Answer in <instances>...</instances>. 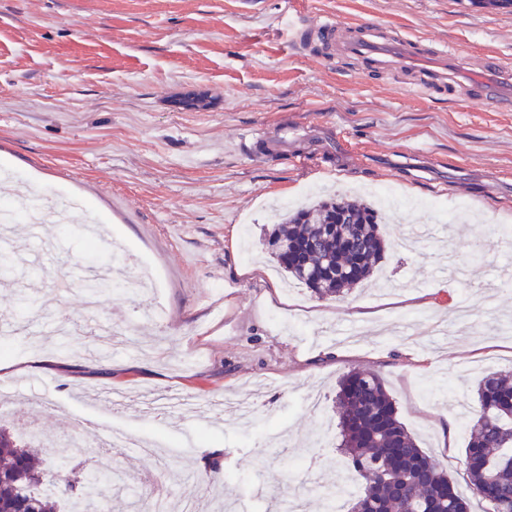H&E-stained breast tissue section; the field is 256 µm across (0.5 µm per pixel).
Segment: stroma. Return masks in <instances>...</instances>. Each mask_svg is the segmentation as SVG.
Listing matches in <instances>:
<instances>
[{
    "label": "stroma",
    "mask_w": 512,
    "mask_h": 512,
    "mask_svg": "<svg viewBox=\"0 0 512 512\" xmlns=\"http://www.w3.org/2000/svg\"><path fill=\"white\" fill-rule=\"evenodd\" d=\"M371 16L391 29L512 60V12L469 0H0V168L31 192L86 200L100 240L45 226L55 247L23 235L25 270L0 275V389L51 436L55 459L82 470L75 423L106 441L114 421L160 429L178 443L171 483L194 473L205 495L213 453L234 512H259L257 482L291 486L322 512L312 483L341 485L352 470L303 406L318 390L336 419L338 380L376 372L399 421L447 472L470 512L485 505L467 471V432L450 394H472L487 372L512 369V112L408 92L400 75L328 62L292 42L297 19ZM209 96L206 111L181 109ZM395 186L384 216L405 252L341 300L287 278L268 253L244 259L241 232L259 240L273 203L312 192ZM485 263H470L473 242ZM150 267L154 290L126 285L82 307L91 270L113 245ZM133 323L114 347L84 335ZM126 391L113 401L106 391ZM218 396L199 417L162 419L141 394ZM261 412L241 424L236 399ZM282 432L291 454L266 437Z\"/></svg>",
    "instance_id": "obj_1"
}]
</instances>
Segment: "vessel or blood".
Masks as SVG:
<instances>
[{
	"label": "vessel or blood",
	"instance_id": "b4317fda",
	"mask_svg": "<svg viewBox=\"0 0 512 512\" xmlns=\"http://www.w3.org/2000/svg\"><path fill=\"white\" fill-rule=\"evenodd\" d=\"M297 46L339 59H355L378 70H405L408 91L429 96L452 90L463 104L480 102L492 111H512V63L496 54L474 57L460 50L440 49L362 18L345 25L324 19L293 31Z\"/></svg>",
	"mask_w": 512,
	"mask_h": 512
}]
</instances>
